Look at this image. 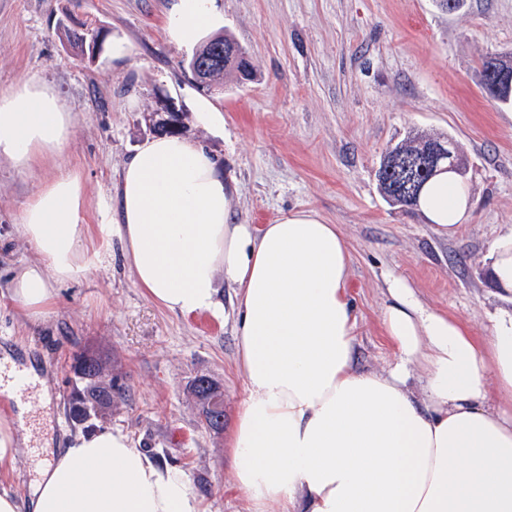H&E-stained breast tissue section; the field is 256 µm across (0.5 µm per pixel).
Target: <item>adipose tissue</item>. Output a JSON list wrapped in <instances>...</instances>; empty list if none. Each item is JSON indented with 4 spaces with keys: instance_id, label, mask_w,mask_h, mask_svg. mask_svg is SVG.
<instances>
[{
    "instance_id": "1",
    "label": "adipose tissue",
    "mask_w": 512,
    "mask_h": 512,
    "mask_svg": "<svg viewBox=\"0 0 512 512\" xmlns=\"http://www.w3.org/2000/svg\"><path fill=\"white\" fill-rule=\"evenodd\" d=\"M219 26L214 0H174L170 40L191 46ZM71 114L49 85L0 92V156L29 168L61 155ZM231 192L199 143L162 136L125 164L117 226L139 288L182 314L235 290L244 396L230 432L234 487L253 512H512V312L488 335L426 307L408 281L384 279L382 323L395 363L356 369L350 252L340 228L293 211L254 228L231 219ZM83 185L64 171L26 203L23 235L35 262L11 279L30 316L53 283L88 267ZM420 209L455 231L469 220L453 175L424 190ZM426 371L421 397L411 366ZM0 512H202L179 469L119 432L81 435L52 453L28 499L0 492Z\"/></svg>"
}]
</instances>
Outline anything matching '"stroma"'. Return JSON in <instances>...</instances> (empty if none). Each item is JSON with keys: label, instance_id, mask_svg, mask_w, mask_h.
I'll return each mask as SVG.
<instances>
[{"label": "stroma", "instance_id": "obj_1", "mask_svg": "<svg viewBox=\"0 0 512 512\" xmlns=\"http://www.w3.org/2000/svg\"><path fill=\"white\" fill-rule=\"evenodd\" d=\"M172 0H0V92L46 80L73 116L62 158L33 169L0 157V361L28 367L46 396L0 395V419L35 416L19 429L15 460L0 467V490L29 494L54 448L108 428L182 470L204 512H250L233 490L225 429L207 427L190 387L201 374L224 389V422L243 395L236 357L233 291L220 287L214 312H171L138 287L118 239L122 169L153 132L155 114L174 107L184 134L202 144L233 187L237 223L254 228L296 210L339 225L351 255L358 318L355 361L364 371L394 363L382 327L386 274L405 277L430 309L487 335L494 313L512 309L491 281L490 246L512 232V105L488 99L482 59L512 51V0H466L454 14L437 0H215L224 32L246 48L251 79L223 91L198 87L182 68L190 57L166 35ZM96 20L131 53L102 51L80 61L55 33L66 9ZM210 101L222 115L208 126L196 112ZM453 136L465 150L464 186L473 208L454 235L419 212L389 206L377 170L385 150L409 131ZM84 184L89 268L56 285L44 315L27 317L8 295L11 276L35 257L21 227L29 198L61 170ZM102 367L97 385L127 399L81 412L82 362Z\"/></svg>", "mask_w": 512, "mask_h": 512}]
</instances>
